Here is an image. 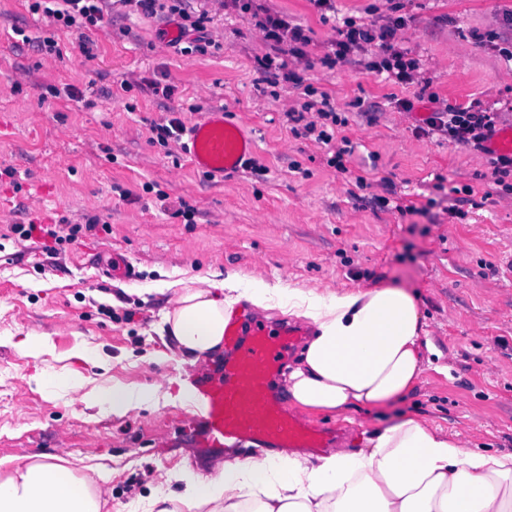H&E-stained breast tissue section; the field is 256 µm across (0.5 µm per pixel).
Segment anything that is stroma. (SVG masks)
I'll return each mask as SVG.
<instances>
[{"instance_id":"obj_1","label":"stroma","mask_w":512,"mask_h":512,"mask_svg":"<svg viewBox=\"0 0 512 512\" xmlns=\"http://www.w3.org/2000/svg\"><path fill=\"white\" fill-rule=\"evenodd\" d=\"M396 2L406 19L399 42L432 78V93L480 104L512 124V63L493 48L512 0H337L336 10L360 16L369 8L382 20ZM268 6L311 30L305 83L354 115L347 173L327 166L324 148L291 134L284 114L300 91L264 81L259 60L268 48L249 16L215 17L209 30L220 47L203 56L181 55L168 44V24L133 15L120 30H87L85 54L75 35L55 34L62 54L50 58L13 32L51 34L28 0H0V475L61 457L102 489L103 512H148L161 473L209 476L216 458L201 457L176 426L190 410L183 376L193 366L156 333L162 299L148 288L231 274L320 291L390 285L414 293L427 318L431 365L376 416L416 415L483 448L512 450V206L485 197L481 156L415 136L411 117L393 106L415 87L323 64L336 32L311 0ZM147 80L172 85L171 97L151 95ZM67 85L76 98L53 97L52 88ZM370 102L379 105L376 121L357 119ZM192 103L245 121L266 173L211 179L178 146L151 142V123L171 113L198 120ZM373 166L417 213L370 203L356 178ZM463 184L475 192L454 218L452 189ZM182 200L194 219L178 213ZM94 215L107 229L56 253L15 231L33 219L63 226ZM112 249L134 279L96 269L94 253ZM28 335L48 336V349L20 348ZM82 343L98 363L73 357ZM44 370L75 371L90 389L159 392L152 406L116 415L45 392L35 379Z\"/></svg>"}]
</instances>
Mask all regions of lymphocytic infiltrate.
Returning a JSON list of instances; mask_svg holds the SVG:
<instances>
[{
	"label": "lymphocytic infiltrate",
	"mask_w": 512,
	"mask_h": 512,
	"mask_svg": "<svg viewBox=\"0 0 512 512\" xmlns=\"http://www.w3.org/2000/svg\"><path fill=\"white\" fill-rule=\"evenodd\" d=\"M127 13L173 22L179 35L170 42L182 54H207L214 41L207 26L212 18L208 11L195 9L193 0H120ZM221 9L250 15L269 51L261 59L267 76L303 88V100L287 111L291 133L327 148V164L338 173H346L355 147L346 135L349 119L336 111L328 93L316 92L301 83L299 67L308 66L311 36L302 25L293 23L286 14L271 11L260 0H222ZM32 13L41 15L47 25L57 30L83 32L94 27L112 26L111 0H32ZM405 26L403 16L378 22L367 16H343L336 26L337 37L325 53L328 66H346L362 73L384 78L402 86L419 85L428 89L431 79L422 77L420 63L408 49L402 48L397 33ZM431 109L417 134L438 137L456 148L483 154L490 171L495 194L512 195V154L492 151L488 143L498 129L499 115L477 105H450L430 93Z\"/></svg>",
	"instance_id": "f902f5d3"
}]
</instances>
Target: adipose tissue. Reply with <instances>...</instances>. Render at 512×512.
Segmentation results:
<instances>
[{
	"instance_id": "ef3b65f1",
	"label": "adipose tissue",
	"mask_w": 512,
	"mask_h": 512,
	"mask_svg": "<svg viewBox=\"0 0 512 512\" xmlns=\"http://www.w3.org/2000/svg\"><path fill=\"white\" fill-rule=\"evenodd\" d=\"M258 312L277 308L308 327L283 388L308 413L377 408L403 396L423 371L428 346L415 297L385 286L317 291L260 276L229 277L198 288L171 289L159 310L160 333L183 360L224 352V324L239 302ZM41 386L77 395L113 413L152 404L143 386L85 391L83 380L47 373ZM360 447L313 456L273 451L225 457L209 479L184 473L181 491L154 498L149 512H512V451L469 446L457 432L405 416L377 421ZM102 491L74 468L34 461L0 477V512H102Z\"/></svg>"
}]
</instances>
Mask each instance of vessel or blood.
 I'll return each instance as SVG.
<instances>
[{"label": "vessel or blood", "mask_w": 512, "mask_h": 512, "mask_svg": "<svg viewBox=\"0 0 512 512\" xmlns=\"http://www.w3.org/2000/svg\"><path fill=\"white\" fill-rule=\"evenodd\" d=\"M181 148L195 171L221 179L249 166L256 152L246 124L220 109L188 125ZM304 334L299 324H269L244 312L231 317L224 327L231 355L223 368L188 379L194 412L181 425L201 451L245 445L289 450L328 443L327 431L289 414L273 390L284 357Z\"/></svg>", "instance_id": "b4317fda"}]
</instances>
